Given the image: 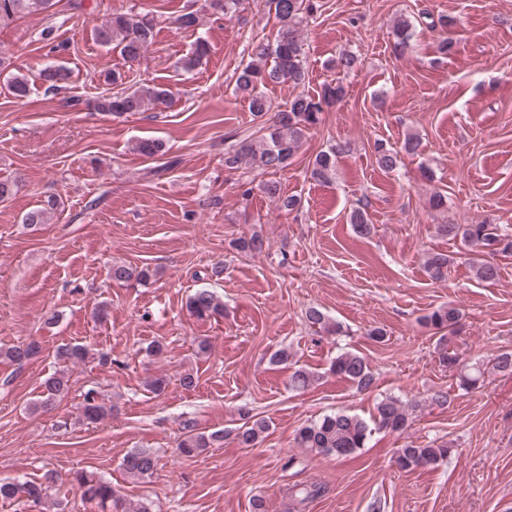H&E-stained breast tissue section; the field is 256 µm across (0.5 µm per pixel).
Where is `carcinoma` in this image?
I'll list each match as a JSON object with an SVG mask.
<instances>
[{
  "label": "carcinoma",
  "mask_w": 512,
  "mask_h": 512,
  "mask_svg": "<svg viewBox=\"0 0 512 512\" xmlns=\"http://www.w3.org/2000/svg\"><path fill=\"white\" fill-rule=\"evenodd\" d=\"M279 28L273 43L260 44L256 47L254 57L237 74L236 89L247 95L251 112L260 121L264 134L258 143L248 139L240 141L224 152V168L237 172L239 170H260L264 174H276L290 164L309 131L322 120L324 107L340 99L342 88L327 84L316 96L300 92L292 97L284 110L272 111L271 103L259 91L267 85L288 83L295 87L304 84L306 75L302 66L303 43L300 34L301 25L313 12L312 0H272ZM56 5V0H0V21L9 20L21 14H48ZM434 28H441V38L437 43L438 52L446 54L453 48L452 29L454 21L441 16L431 22ZM155 37V22L150 13H114L95 30L96 41L107 48L119 52L127 62H137L148 51ZM40 83L48 90H56L69 79V72L53 62L43 66L37 75ZM9 85L15 98L21 100L28 96L29 79L17 73L9 77ZM169 91L155 84L145 83L129 91L103 96L94 103L97 112L121 115L128 112H143L152 106L164 103ZM345 146L337 144L316 155L311 177L317 181L327 182L335 174L336 159ZM376 163L384 172L394 171L400 163L399 151L383 142L375 144ZM265 192L277 199L280 207L293 211L300 205L294 197L280 195L278 185L273 182L264 184ZM435 232L448 238L470 252L471 268L475 278L492 284L499 278L500 267L496 256L512 252V234L506 233L498 224H437ZM236 250L243 253H260L265 241L257 233L241 236L232 241ZM449 256L445 253H431L424 261L429 277L443 281L448 275ZM109 275L116 283L135 280L146 283L153 277L149 268L135 269L124 264H114ZM187 309L198 319L214 318L222 315L224 305L213 292L200 289L187 301ZM306 320L313 328L327 334H339L342 326L333 323L318 307L307 309ZM462 319L459 309L444 305L423 317L424 325L439 332L446 331L453 335ZM40 346L35 341L13 345L0 350V358L19 366L36 357ZM56 357L63 363L77 364L88 357V350L80 344H66L57 348ZM494 373L512 376V351L503 350L492 360ZM330 370L343 377L360 391L373 387L374 376L364 357L357 353L344 352L336 356ZM486 368L474 363L465 372H459V388L475 389L484 382ZM40 399L33 403L32 410L44 409L53 405L68 391V379L65 374L55 372L47 376L41 384ZM422 407L416 400L403 401L398 397L388 396L375 406L373 424H368L361 417L345 412H336L302 427L297 434V444L325 455L347 456L356 449L364 447L372 429L400 432L409 426L410 416ZM111 409L98 402L95 392L85 393L82 404V417L89 423H95L107 415ZM269 425L266 421L254 420L244 423L236 434L239 445L250 448L257 445ZM224 440V430H214L208 434L189 429L177 445L179 454L193 457L205 448ZM452 449L446 445L425 448L406 444L398 449L396 461L402 470H413L426 465H434L448 458ZM158 464L157 456L151 448H136L123 459L127 474L136 479L150 477ZM82 490V496L98 504L102 512H148L143 505H132L112 484L93 475L78 472L73 477ZM24 495L33 502H39L45 495L41 483L30 482L18 485L0 481V499L11 500Z\"/></svg>",
  "instance_id": "1"
}]
</instances>
